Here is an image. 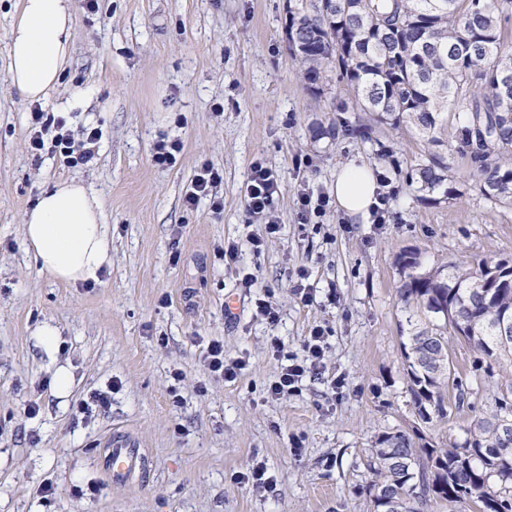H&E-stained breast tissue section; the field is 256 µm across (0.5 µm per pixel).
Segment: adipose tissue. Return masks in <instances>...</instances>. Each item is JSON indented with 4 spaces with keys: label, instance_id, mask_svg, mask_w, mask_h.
Segmentation results:
<instances>
[{
    "label": "adipose tissue",
    "instance_id": "ef3b65f1",
    "mask_svg": "<svg viewBox=\"0 0 512 512\" xmlns=\"http://www.w3.org/2000/svg\"><path fill=\"white\" fill-rule=\"evenodd\" d=\"M74 43L73 0H19L10 29L8 82L38 101L60 82ZM379 189L372 168L351 160L336 172L337 207L366 222ZM23 239L40 274L62 283L97 281L112 263V234L99 197L82 182L59 181L41 191L22 216Z\"/></svg>",
    "mask_w": 512,
    "mask_h": 512
}]
</instances>
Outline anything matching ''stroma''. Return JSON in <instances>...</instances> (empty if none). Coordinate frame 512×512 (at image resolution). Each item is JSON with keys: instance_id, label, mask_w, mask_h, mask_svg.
I'll use <instances>...</instances> for the list:
<instances>
[{"instance_id": "stroma-1", "label": "stroma", "mask_w": 512, "mask_h": 512, "mask_svg": "<svg viewBox=\"0 0 512 512\" xmlns=\"http://www.w3.org/2000/svg\"><path fill=\"white\" fill-rule=\"evenodd\" d=\"M73 5V52L41 107L66 117L74 137L100 132L94 159L76 167L28 149L31 104L7 83L18 0H0V512H373L372 442L416 422L396 257L416 248L428 265L512 258V208L485 200L453 150L456 199L419 200L403 175L423 151L411 134L373 128L391 149L384 157L354 132L314 138L312 123L354 119L352 96L330 70L308 83L288 52V0ZM161 139L181 144L173 166L152 160ZM354 157L386 175L387 222L351 224L333 207L302 223L299 194H331L337 168ZM256 162L285 186L281 231L257 251L249 240L260 226L244 201ZM206 163L223 175L220 212L185 203ZM62 179L99 195L112 232V266L94 284L51 282L25 249L24 211ZM232 241L241 255L231 267ZM302 271L315 287L309 305L294 292ZM246 273L249 291L239 286ZM260 298L277 321L258 313ZM46 323L59 331L50 354L36 336ZM318 325L328 331L324 377L272 399L283 358L301 355ZM213 339L225 359L243 361L235 379H209L202 350ZM448 343L470 404L426 429L436 444L463 439L503 376L484 372L461 338ZM60 366L71 376L63 398L53 387ZM97 390L110 403L86 416L80 405ZM114 434L144 455L122 483L102 468ZM259 463L272 479L265 488L247 480ZM49 482L56 492L46 497Z\"/></svg>"}]
</instances>
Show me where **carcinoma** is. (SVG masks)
I'll return each instance as SVG.
<instances>
[{
	"label": "carcinoma",
	"instance_id": "obj_1",
	"mask_svg": "<svg viewBox=\"0 0 512 512\" xmlns=\"http://www.w3.org/2000/svg\"><path fill=\"white\" fill-rule=\"evenodd\" d=\"M511 20L512 0H298L288 8L285 38L310 83L323 69L336 70L361 112L364 139L371 140V124L423 139L427 151L406 180L430 193L425 201L457 195L445 154L451 138L479 193L512 205V120L504 118L512 114ZM450 112L465 113L451 135ZM397 266L416 425L410 433L384 431L372 445L374 512H424L434 500L448 512L470 504L476 512H512V381L462 441L435 445L424 433L468 398L454 364L440 365L448 335L464 337L480 362L512 363V338L502 339L500 328L512 316V261L425 268L410 248Z\"/></svg>",
	"mask_w": 512,
	"mask_h": 512
}]
</instances>
